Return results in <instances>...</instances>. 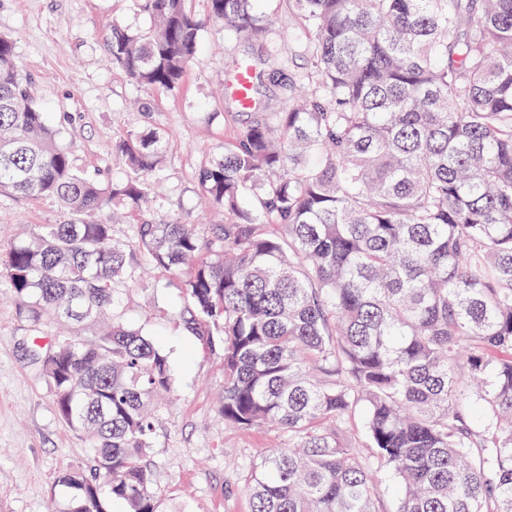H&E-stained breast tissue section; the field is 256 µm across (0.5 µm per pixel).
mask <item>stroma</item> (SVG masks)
Returning a JSON list of instances; mask_svg holds the SVG:
<instances>
[{"label": "stroma", "instance_id": "stroma-1", "mask_svg": "<svg viewBox=\"0 0 512 512\" xmlns=\"http://www.w3.org/2000/svg\"><path fill=\"white\" fill-rule=\"evenodd\" d=\"M151 16L136 0H0V34L12 36L19 65L36 103L49 112L77 166L120 181L126 171L114 142L146 124L168 133L166 161L157 174L158 213L191 224L216 218L197 195L195 174L220 156L232 130L224 123V75L235 54L223 26L200 33L201 53L181 87L156 91L113 67V25L145 28ZM63 218L55 201L0 195V249L42 224ZM183 294L167 273L138 261L118 290L115 312L143 327L173 365L176 387L159 399V430L151 458L162 512H249L237 486L242 463L278 443L272 428L242 430L217 413L224 390L219 352L183 328ZM59 327H33L9 289L0 287V512H66L57 477L81 465L83 437L55 414L50 390L31 350Z\"/></svg>", "mask_w": 512, "mask_h": 512}]
</instances>
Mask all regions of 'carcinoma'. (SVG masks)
<instances>
[{
  "label": "carcinoma",
  "mask_w": 512,
  "mask_h": 512,
  "mask_svg": "<svg viewBox=\"0 0 512 512\" xmlns=\"http://www.w3.org/2000/svg\"><path fill=\"white\" fill-rule=\"evenodd\" d=\"M257 2L209 0L232 71L253 75L246 120L196 174L222 224L143 210L165 161L155 127L113 144L124 180L78 168L0 35V193L64 210L0 251V283L37 326L97 323L139 256L179 277L185 330L221 351L224 423L283 437L243 466L250 512H384L382 464L396 512H512V0H283L300 71ZM140 6L155 24L113 26L112 63L173 91L203 22L187 0ZM117 209L139 216L129 241ZM33 357L89 443L58 479L67 512H110L106 492L161 512L166 355L114 321Z\"/></svg>",
  "instance_id": "cac0c4a2"
}]
</instances>
